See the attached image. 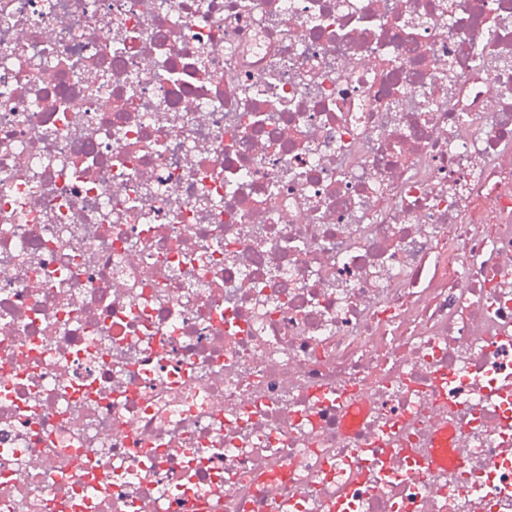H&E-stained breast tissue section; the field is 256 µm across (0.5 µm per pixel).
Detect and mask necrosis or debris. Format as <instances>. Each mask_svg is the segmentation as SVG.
I'll list each match as a JSON object with an SVG mask.
<instances>
[{
    "instance_id": "necrosis-or-debris-1",
    "label": "necrosis or debris",
    "mask_w": 512,
    "mask_h": 512,
    "mask_svg": "<svg viewBox=\"0 0 512 512\" xmlns=\"http://www.w3.org/2000/svg\"><path fill=\"white\" fill-rule=\"evenodd\" d=\"M0 512H512V0H0Z\"/></svg>"
}]
</instances>
